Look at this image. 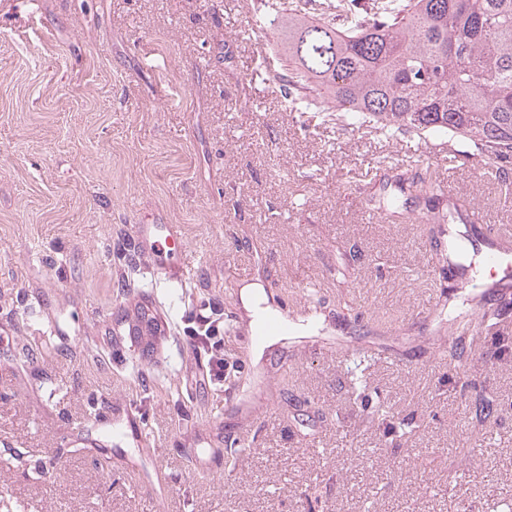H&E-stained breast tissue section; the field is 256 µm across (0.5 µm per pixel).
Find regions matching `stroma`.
<instances>
[{
	"label": "stroma",
	"mask_w": 512,
	"mask_h": 512,
	"mask_svg": "<svg viewBox=\"0 0 512 512\" xmlns=\"http://www.w3.org/2000/svg\"><path fill=\"white\" fill-rule=\"evenodd\" d=\"M264 3L0 0V512H491L512 498V359L470 353L496 401L477 423L433 345L448 271L431 225L384 223L366 202L398 167L512 226V185L462 143L456 163L436 160L447 134L343 132L289 107L254 65L279 48L250 24ZM170 224L180 243L151 249ZM181 264L179 293L166 274ZM251 282L288 323L261 354L241 333ZM138 304L161 326L148 342L128 333ZM192 313L224 333L223 381L184 339ZM354 345L378 352L370 390L409 433L351 395L339 352Z\"/></svg>",
	"instance_id": "35a3bbf8"
}]
</instances>
